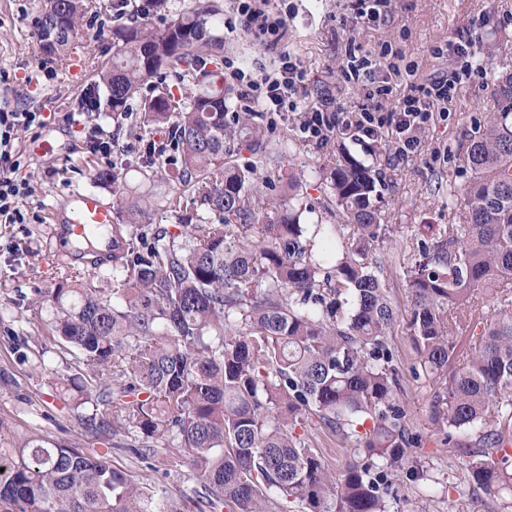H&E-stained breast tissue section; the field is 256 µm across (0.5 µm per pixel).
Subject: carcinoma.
<instances>
[{"instance_id": "carcinoma-1", "label": "carcinoma", "mask_w": 512, "mask_h": 512, "mask_svg": "<svg viewBox=\"0 0 512 512\" xmlns=\"http://www.w3.org/2000/svg\"><path fill=\"white\" fill-rule=\"evenodd\" d=\"M219 8L201 4L159 28L112 30V58L92 64L90 111L127 116L143 87L188 83L175 96L144 99L127 135L168 133L167 165L140 164L149 179L176 183L161 196L177 213L205 207L196 224H146L157 201L139 197L127 223L112 225V284L63 280L36 292L21 313L49 307V343L79 356L67 378L85 438L127 436L147 459L175 444L210 503L232 512H388L395 472L418 439L397 401L402 380L386 343L402 315L384 265L368 262L391 231L375 205L378 177L346 153L312 171L325 183V213L357 226L352 243L336 225L309 221L295 205L303 179L279 206L256 195L258 166L233 157L271 155L249 109L228 103L224 43L211 34ZM89 0H43L34 19L43 53L63 57ZM495 111L458 145L471 180L459 192L463 224L420 225L405 266L417 366L441 384L451 454L474 487L512 501V67L494 77ZM494 313L481 315L484 301ZM462 366H456V363ZM494 418L487 419L489 411ZM314 421L356 457L330 473L296 427ZM0 501L20 512H173L105 454L51 442L32 430L4 441Z\"/></svg>"}]
</instances>
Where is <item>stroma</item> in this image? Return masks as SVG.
<instances>
[{
	"label": "stroma",
	"instance_id": "stroma-1",
	"mask_svg": "<svg viewBox=\"0 0 512 512\" xmlns=\"http://www.w3.org/2000/svg\"><path fill=\"white\" fill-rule=\"evenodd\" d=\"M112 2L93 0L96 22L80 30L70 55L56 63V74L48 79L39 69L42 55L33 28L42 0H0V107L48 113L44 133L55 147L51 155L34 156L28 152L32 132L20 134L19 149L24 153L21 174L32 187L22 208L32 221L0 224V373L9 375L8 382H0V418L8 419L14 432L34 428L46 439L75 443L88 451L94 450L95 444L82 439L79 419L64 398L62 379L72 374L75 360L56 349L44 350L49 310L21 314L15 302L56 287L68 274L66 266L48 258V213L54 207L67 208L69 193L94 191L123 206L150 190L134 169L143 144L128 140L111 113L90 115L78 109L91 70H76L75 59L89 45L99 59L111 57L112 30L120 25L113 16ZM217 3L221 12L214 32L224 39L225 57L257 70L269 69L272 54L252 31L242 26L227 30L225 22L233 15L234 0ZM462 29L474 43L484 75L458 84L446 116L435 117L413 156L396 158L395 144L387 135L381 141L386 152L379 158L373 153L376 143L357 139L351 130L331 135L325 145L305 140L299 131V111L281 113L272 121L260 115L255 118L274 155L268 166L273 180L284 181L292 174L304 176V202L318 206L324 200V187L310 171L323 162L327 145L341 146L356 160L376 164L383 222L394 228L397 236L394 243L374 248L369 259L389 263L387 287L401 306L407 303L402 257L416 248L419 225L456 224L466 216L463 206L448 197L449 187H463L471 177L459 162L456 147L492 107L491 84L504 58L487 56L486 48L498 42L512 45V0H396L388 22L365 29L356 25L345 0H297L284 35L310 79L300 97L301 108L310 105L317 94L329 91L355 111L364 102L363 91L345 83L340 72L349 39L359 40L376 54L389 48L399 52L404 64L415 68V82L421 85L434 73L461 67V60L446 50L445 44L452 33ZM438 46L443 47V55H434ZM90 122L115 138L111 158L89 152L85 136ZM97 166L112 168L113 178H92L90 172ZM387 343L404 377L400 401L406 410L405 425L419 438L416 461L438 481L430 493L421 481L403 477L396 483L391 512H512V504L473 490L453 465L446 434L433 421L440 386L413 376L415 353L406 323L395 326ZM40 357L45 360V372L30 373V362ZM183 455V450L173 445L141 460L126 449L121 437L113 439L109 450L116 467L144 486L163 492L177 512H214L201 479L183 463Z\"/></svg>",
	"mask_w": 512,
	"mask_h": 512
}]
</instances>
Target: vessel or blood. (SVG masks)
<instances>
[{"label": "vessel or blood", "mask_w": 512, "mask_h": 512, "mask_svg": "<svg viewBox=\"0 0 512 512\" xmlns=\"http://www.w3.org/2000/svg\"><path fill=\"white\" fill-rule=\"evenodd\" d=\"M74 208L71 215L60 226L52 228L53 255H63L68 251L71 239L87 229L99 230L112 226L117 221L114 204L104 202L96 193L83 192L73 196Z\"/></svg>", "instance_id": "1"}]
</instances>
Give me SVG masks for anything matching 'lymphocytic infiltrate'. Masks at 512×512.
<instances>
[{
  "label": "lymphocytic infiltrate",
  "instance_id": "lymphocytic-infiltrate-1",
  "mask_svg": "<svg viewBox=\"0 0 512 512\" xmlns=\"http://www.w3.org/2000/svg\"><path fill=\"white\" fill-rule=\"evenodd\" d=\"M233 12L235 18L228 21V28L243 24L266 36L269 45L278 49L273 66L266 73L258 75L231 67L230 76L240 86L241 99L260 103L268 113L295 108L296 99L305 87L306 73L290 51L279 47L291 13L288 0H234ZM448 45L463 62L462 75H432L418 93L397 97L389 76L400 69L398 55L385 51L374 56L360 42H350L346 50L347 63L341 69L342 77L344 82L362 87L364 105L353 112L331 92L320 93L303 113L301 133L308 140L323 142L337 130L352 128L373 139L380 128L388 126L398 138V155L414 152L419 134L430 126L435 112L452 100L461 77L478 76L482 69L472 41L462 33L451 36ZM45 124L43 113L0 108V224L28 221L20 207L29 193V182L18 175L21 168L18 136L23 131L41 129Z\"/></svg>",
  "mask_w": 512,
  "mask_h": 512
}]
</instances>
